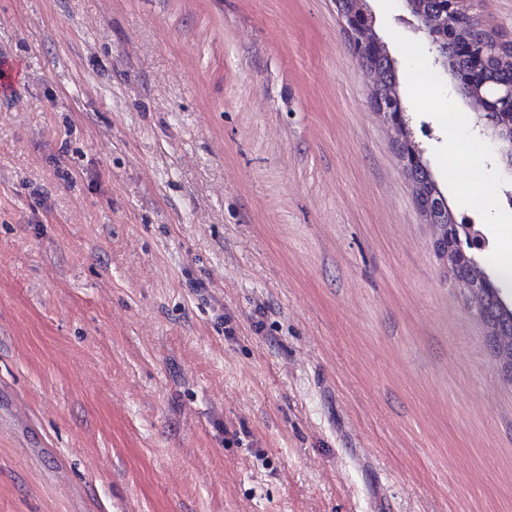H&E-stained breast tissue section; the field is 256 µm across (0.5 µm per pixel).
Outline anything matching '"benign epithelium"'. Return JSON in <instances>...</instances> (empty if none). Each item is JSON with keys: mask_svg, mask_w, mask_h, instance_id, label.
Wrapping results in <instances>:
<instances>
[{"mask_svg": "<svg viewBox=\"0 0 512 512\" xmlns=\"http://www.w3.org/2000/svg\"><path fill=\"white\" fill-rule=\"evenodd\" d=\"M407 2L411 6V14L416 18L417 30L431 41L436 40L444 31L450 35L455 33L465 14L464 0H446L442 10L428 14L418 11L415 0H407ZM336 9L344 22L356 61L373 74V83H378L380 75L372 66L371 59L374 51L378 50L379 43L373 36L368 14L363 11L357 15L349 11L346 0H336ZM457 47L470 58L471 78L462 80L457 71L451 67L448 55L441 51L434 57V64L449 74L451 80L459 87L467 105L478 116L479 133L483 135L485 131H490L495 161L505 166V171L512 174V126H506L491 119V114L495 112L512 111V81L495 86L488 85L480 79V74L490 64L491 55L476 48L471 42L460 41ZM371 104L373 110L383 117L388 125L397 133H402L406 119L400 93H395V97H390L386 101L375 94L371 98ZM400 158L403 168L407 171L422 160L414 143L407 139L400 140ZM429 223L433 224L437 230L434 247L439 256L448 263V268L452 272L468 259L466 249L481 252L488 246V239L484 232L473 224L461 228L453 219L446 222L431 219ZM486 285L487 282L477 279L461 281L458 284V287L471 298L479 314L482 313L485 304Z\"/></svg>", "mask_w": 512, "mask_h": 512, "instance_id": "7a95c632", "label": "benign epithelium"}]
</instances>
